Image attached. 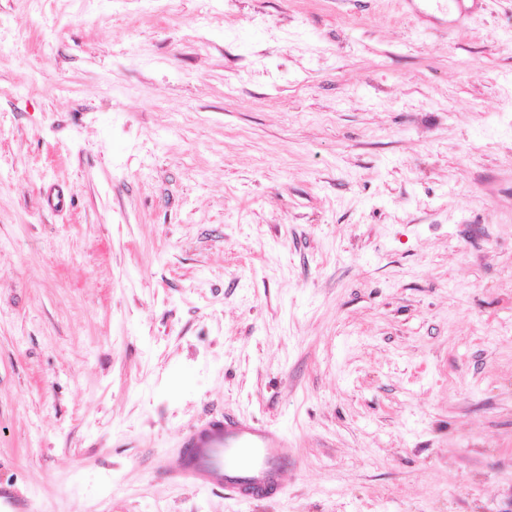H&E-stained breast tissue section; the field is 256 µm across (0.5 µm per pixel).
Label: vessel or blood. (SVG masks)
<instances>
[{"label":"vessel or blood","mask_w":512,"mask_h":512,"mask_svg":"<svg viewBox=\"0 0 512 512\" xmlns=\"http://www.w3.org/2000/svg\"><path fill=\"white\" fill-rule=\"evenodd\" d=\"M285 448V440L265 424L212 418L185 437L174 474L197 487L246 499L280 489ZM0 512L33 510L11 486L0 485Z\"/></svg>","instance_id":"1"}]
</instances>
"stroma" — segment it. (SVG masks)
<instances>
[{
	"label": "stroma",
	"instance_id": "stroma-1",
	"mask_svg": "<svg viewBox=\"0 0 512 512\" xmlns=\"http://www.w3.org/2000/svg\"><path fill=\"white\" fill-rule=\"evenodd\" d=\"M220 414L277 495L172 477ZM0 482L512 512V0H0Z\"/></svg>",
	"mask_w": 512,
	"mask_h": 512
}]
</instances>
